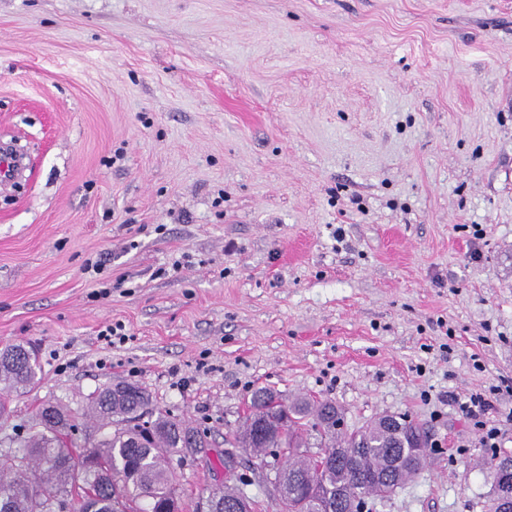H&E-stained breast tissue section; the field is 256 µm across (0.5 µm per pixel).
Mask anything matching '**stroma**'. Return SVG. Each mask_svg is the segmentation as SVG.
<instances>
[{"mask_svg": "<svg viewBox=\"0 0 512 512\" xmlns=\"http://www.w3.org/2000/svg\"><path fill=\"white\" fill-rule=\"evenodd\" d=\"M2 139L27 168L0 188V348L41 366L5 433L61 402L82 453L89 396L134 383L209 441L172 462L182 512L233 475L280 512L235 443L268 386L425 425L369 512H486L512 455V0H0ZM494 385L491 449L455 400Z\"/></svg>", "mask_w": 512, "mask_h": 512, "instance_id": "35a3bbf8", "label": "stroma"}]
</instances>
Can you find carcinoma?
Listing matches in <instances>:
<instances>
[{
  "label": "carcinoma",
  "mask_w": 512,
  "mask_h": 512,
  "mask_svg": "<svg viewBox=\"0 0 512 512\" xmlns=\"http://www.w3.org/2000/svg\"><path fill=\"white\" fill-rule=\"evenodd\" d=\"M35 352L12 344L0 354V382L11 392H25L38 382ZM155 415L151 421L147 415ZM89 420L100 430L115 426L74 456L66 437L76 429L67 410L47 403L23 439L26 452L17 455L0 438V512H57L69 501L83 512H181L172 483V456L204 447L201 434L183 420L153 412L142 387L118 383L98 391L90 401ZM380 416L360 430L342 427L341 411L329 400L301 397L290 403L267 388L254 390L237 443L269 465L268 449H288L278 467L287 478L281 489L282 512H352L382 496L384 482L403 484L405 475L421 467L429 453L426 428L405 417L394 425ZM318 447L312 452L310 448ZM351 448L350 455L337 452ZM400 461L396 469L390 463ZM243 498L223 485L210 488L205 505L215 512H233Z\"/></svg>",
  "instance_id": "obj_1"
}]
</instances>
